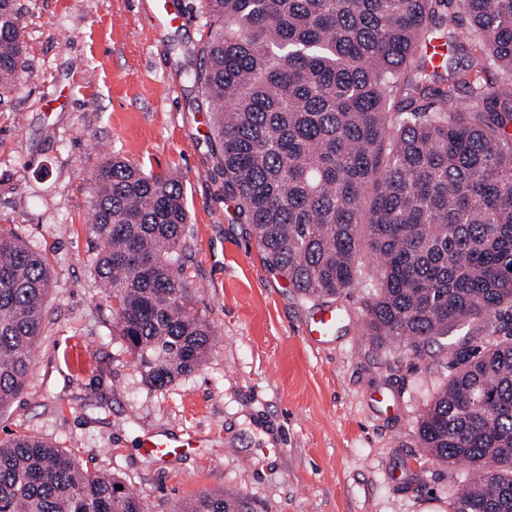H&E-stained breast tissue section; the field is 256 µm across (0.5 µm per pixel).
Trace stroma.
I'll return each mask as SVG.
<instances>
[{
    "label": "stroma",
    "instance_id": "35a3bbf8",
    "mask_svg": "<svg viewBox=\"0 0 512 512\" xmlns=\"http://www.w3.org/2000/svg\"><path fill=\"white\" fill-rule=\"evenodd\" d=\"M24 79L0 107V225L43 253L54 286L0 441L31 435L89 470L119 476L147 512L205 492L248 512H448L458 464L423 453L418 421L447 382L444 354L408 357L364 334L370 266L319 311L270 270L224 193L212 107L194 82L206 38L200 0H21ZM177 172L189 223L183 275L215 332L206 362L173 384L146 382L112 334V304L86 231L105 155ZM184 441L166 462L139 440Z\"/></svg>",
    "mask_w": 512,
    "mask_h": 512
}]
</instances>
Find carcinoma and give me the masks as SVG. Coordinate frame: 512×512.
Here are the masks:
<instances>
[{
    "instance_id": "carcinoma-1",
    "label": "carcinoma",
    "mask_w": 512,
    "mask_h": 512,
    "mask_svg": "<svg viewBox=\"0 0 512 512\" xmlns=\"http://www.w3.org/2000/svg\"><path fill=\"white\" fill-rule=\"evenodd\" d=\"M19 0H0V105L21 83ZM194 81L214 104L224 193L265 260L307 300L355 287L375 259L365 335L448 382L418 423L462 464L449 512H512V0H202ZM442 39V63L425 48ZM471 106H455L459 93ZM87 230L116 335L157 388L195 372L213 332L182 275V181L118 157L97 170ZM49 260L0 226V407L31 372ZM487 324L497 339L460 332ZM112 474L43 440L0 442V512H146ZM176 512H243L203 493Z\"/></svg>"
}]
</instances>
